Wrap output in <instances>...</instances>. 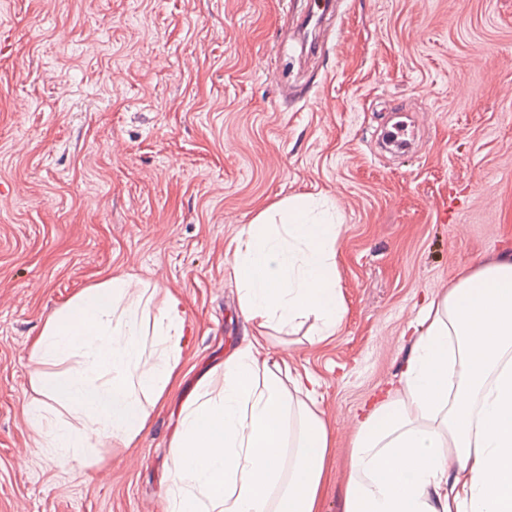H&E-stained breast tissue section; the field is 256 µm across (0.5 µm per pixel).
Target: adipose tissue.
Masks as SVG:
<instances>
[{"label":"adipose tissue","mask_w":512,"mask_h":512,"mask_svg":"<svg viewBox=\"0 0 512 512\" xmlns=\"http://www.w3.org/2000/svg\"><path fill=\"white\" fill-rule=\"evenodd\" d=\"M260 214L233 276L260 335L181 408L163 512H321L331 435L315 379L261 357L269 331L335 336L345 307L339 227L306 198ZM173 294L109 274L46 318L30 342V426L65 466L132 447L172 389L187 344ZM397 387L358 418L343 512H512V256L463 272L429 301Z\"/></svg>","instance_id":"obj_1"}]
</instances>
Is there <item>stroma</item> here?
Listing matches in <instances>:
<instances>
[{
  "instance_id": "1",
  "label": "stroma",
  "mask_w": 512,
  "mask_h": 512,
  "mask_svg": "<svg viewBox=\"0 0 512 512\" xmlns=\"http://www.w3.org/2000/svg\"><path fill=\"white\" fill-rule=\"evenodd\" d=\"M0 0V512H161L182 404L255 329L228 243L295 196L334 206L335 336L279 334L331 432L342 512L357 415L397 385L424 298L512 253V0ZM418 142L382 153L394 101ZM110 273L182 302L175 388L94 480L37 445L29 342Z\"/></svg>"
}]
</instances>
